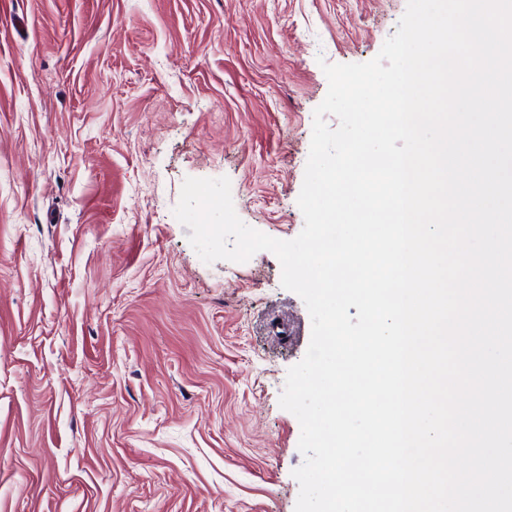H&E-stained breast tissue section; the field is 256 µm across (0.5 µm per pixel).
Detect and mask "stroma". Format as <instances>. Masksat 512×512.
<instances>
[{
	"instance_id": "35a3bbf8",
	"label": "stroma",
	"mask_w": 512,
	"mask_h": 512,
	"mask_svg": "<svg viewBox=\"0 0 512 512\" xmlns=\"http://www.w3.org/2000/svg\"><path fill=\"white\" fill-rule=\"evenodd\" d=\"M406 4L0 0V512H295L310 315L272 252L204 263L173 210L225 176L295 238L321 65Z\"/></svg>"
}]
</instances>
